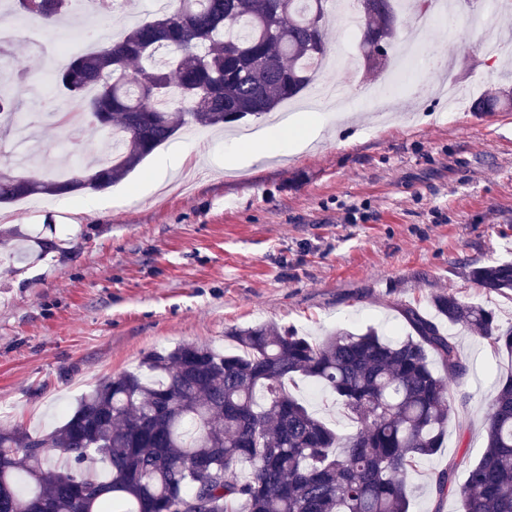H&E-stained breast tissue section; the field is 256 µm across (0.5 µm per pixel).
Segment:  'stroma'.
<instances>
[{
	"label": "stroma",
	"mask_w": 512,
	"mask_h": 512,
	"mask_svg": "<svg viewBox=\"0 0 512 512\" xmlns=\"http://www.w3.org/2000/svg\"><path fill=\"white\" fill-rule=\"evenodd\" d=\"M500 39L512 58V0H500L485 24L435 21L421 53L447 65L448 83L465 89L458 112L426 84L414 63L389 74L378 100L374 82L352 71L358 88L349 117L328 120L303 152L227 170L223 133H183L190 148L179 177L192 190L136 198L131 189L154 166L146 158L102 192L0 205V429L35 435L59 427L100 381L136 369L153 351L196 342L234 351L229 333L263 323L322 336L374 328L401 335L402 305L428 307L453 293L512 324V291L490 292L465 280L470 268L512 260V112L478 117L482 93L504 83L503 61L483 42ZM0 62V89L19 101V117L38 126L37 150L53 155L68 99L34 103L25 86L7 83L14 66L43 64L19 40ZM35 229L55 249L20 261L11 230ZM451 332L466 371L451 393L455 410L437 455L408 479L410 512H456L455 495L436 500L433 472L464 467L485 443L484 421L512 356L457 325ZM292 393L327 424L351 426L340 405L297 379Z\"/></svg>",
	"instance_id": "35a3bbf8"
}]
</instances>
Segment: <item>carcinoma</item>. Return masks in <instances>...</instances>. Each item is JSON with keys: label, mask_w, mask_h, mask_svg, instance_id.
I'll list each match as a JSON object with an SVG mask.
<instances>
[{"label": "carcinoma", "mask_w": 512, "mask_h": 512, "mask_svg": "<svg viewBox=\"0 0 512 512\" xmlns=\"http://www.w3.org/2000/svg\"><path fill=\"white\" fill-rule=\"evenodd\" d=\"M46 20L28 0L12 17L36 23L53 39L75 0H54ZM328 0H177L101 51L41 73L45 86L82 107L89 122L111 129L112 160L69 164L70 177H27L0 165V204L33 195L99 192L137 168L187 125L213 128L259 118L304 91L328 53ZM179 10L190 48L172 51L166 30ZM394 0L362 10L359 59L378 76L397 34ZM480 116L512 112V87L471 103ZM18 101L0 94V126H16ZM19 259L49 249L15 232ZM467 280L489 291L512 289V262L471 269ZM431 312L404 305L408 332L386 339L347 329L321 339L260 324L234 330L238 352L198 343L146 355L148 374L127 371L95 386L52 434L0 430V512H149L212 487L213 512H409L407 480L418 460L441 448L454 412L451 386L465 366L444 325L461 324L512 354V326L492 310L437 294ZM440 364L436 371L434 364ZM301 376L329 392L354 430L339 433L286 389ZM486 444L456 484L451 461L431 476L441 500L454 491L460 512H512V375L500 381L485 420ZM59 449L77 464L104 458L111 477L52 464ZM202 461L212 466L200 465ZM245 466L244 474L238 468Z\"/></svg>", "instance_id": "carcinoma-1"}]
</instances>
